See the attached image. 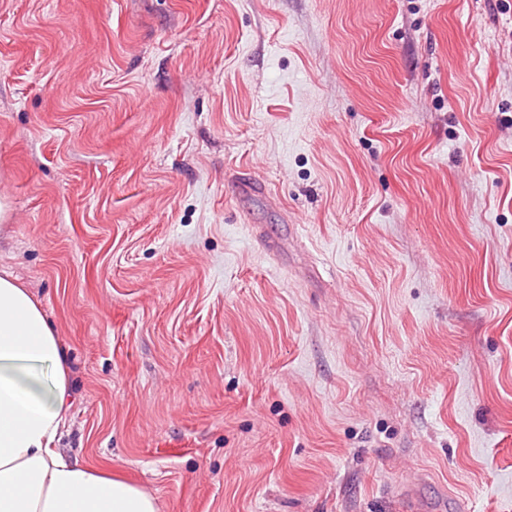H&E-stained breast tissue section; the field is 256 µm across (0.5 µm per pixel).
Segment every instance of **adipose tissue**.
Returning a JSON list of instances; mask_svg holds the SVG:
<instances>
[{
	"label": "adipose tissue",
	"instance_id": "adipose-tissue-1",
	"mask_svg": "<svg viewBox=\"0 0 512 512\" xmlns=\"http://www.w3.org/2000/svg\"><path fill=\"white\" fill-rule=\"evenodd\" d=\"M69 364L40 302L0 275V512H159L121 477L65 456Z\"/></svg>",
	"mask_w": 512,
	"mask_h": 512
}]
</instances>
